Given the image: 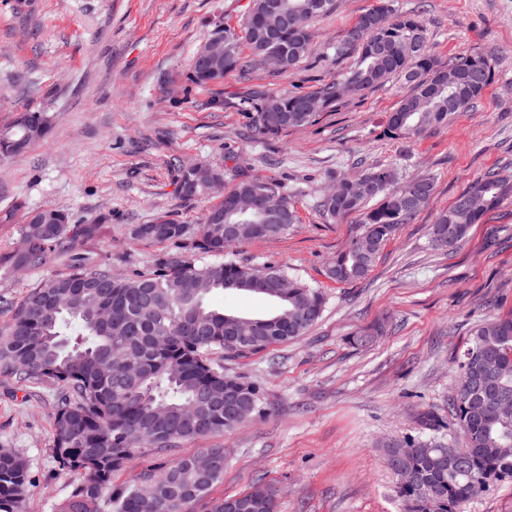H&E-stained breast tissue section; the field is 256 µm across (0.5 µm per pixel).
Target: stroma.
<instances>
[{
	"instance_id": "1",
	"label": "stroma",
	"mask_w": 512,
	"mask_h": 512,
	"mask_svg": "<svg viewBox=\"0 0 512 512\" xmlns=\"http://www.w3.org/2000/svg\"><path fill=\"white\" fill-rule=\"evenodd\" d=\"M375 0H337L314 21L311 48L294 70L225 74L197 85L189 60L208 34L239 27L250 0H0V127L16 108L46 110V141L0 166V211L22 201L54 207L71 223L105 218L87 249L118 275L152 270L173 243L135 239L136 225L166 217L197 234L212 198L183 200V165L221 162L224 183L261 176L279 184L300 221L278 239L237 247V257L287 266L326 296L323 315L304 336L248 358H228L226 372L261 386L265 413L245 427L184 444L188 455L224 447L219 499L262 483L277 512H402L396 478L377 443L415 433V416L448 414L453 359L472 327L512 315V198L473 225L457 247L438 251L428 229L471 182L491 170L512 175V0H398L419 14L440 59L494 53L499 67L484 97L448 124L412 142L384 130L408 93L396 78L335 111L272 139L259 137L244 96L254 85L311 91L348 67L335 47ZM370 164L395 169L399 181L431 176L435 192L415 219L380 251L362 281L325 275L330 260L359 229L357 215L322 217L317 202L341 177ZM63 262L0 272V301H20ZM387 332L358 347L351 334L378 320ZM29 398L0 374V448L25 458L24 512H64L72 473L55 461L51 404L56 385Z\"/></svg>"
}]
</instances>
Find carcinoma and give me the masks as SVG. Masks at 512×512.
<instances>
[{"label": "carcinoma", "instance_id": "carcinoma-1", "mask_svg": "<svg viewBox=\"0 0 512 512\" xmlns=\"http://www.w3.org/2000/svg\"><path fill=\"white\" fill-rule=\"evenodd\" d=\"M251 0L236 31L211 32L205 46L219 43L224 71L248 73L264 67L270 52H288L286 70L299 66L312 39V20L336 9V0ZM251 55L244 57L241 42ZM354 54L353 65L308 92L262 87L246 96L256 109L255 130L264 138L313 122L336 107L341 88L363 94L394 77L411 85L390 113L386 133L412 140L431 127L444 125L483 96L492 82L497 58L464 53L446 62L432 54L428 29L420 17L399 10L396 0H376L336 45V56ZM46 112L24 109L5 131L11 141L33 146L46 137ZM209 175L189 185L181 170L178 193L193 200L212 194L211 181L224 169L208 165ZM429 176L400 185L393 169L367 166L355 179H336L335 191L318 202L321 215L337 221L360 215V232L336 254L327 277L337 284L363 280L379 252L403 225L411 223L434 193ZM275 196L288 215L261 230L254 212L241 217L229 203L250 194ZM475 199L478 210L453 203L431 228L436 249L454 247L472 225L496 211L512 195V181L489 172L461 192ZM32 209L18 202L0 214V224L21 225L17 246L0 251V270L41 267L68 255L77 243L99 238L105 218L93 224H71L65 212H45L43 224L28 222ZM299 222L295 208L279 185L254 176L225 192L204 215L195 239L184 243L183 224L160 219L141 224L134 236L158 243L181 242L162 254L154 270L115 278L112 272L69 255L67 271L57 272L29 289L9 307L0 322V372L33 389L45 382L60 392L52 403L54 458L77 474L74 501L67 512H191L224 478V449L207 448L209 467H195V455L171 460L158 475L143 474L121 487L112 477L142 448L170 452L186 442L239 429L263 413L262 388L224 373L215 355L248 357L306 334L321 318L325 298L288 270L253 264L226 254L232 244L278 238ZM235 225L233 242L224 240V225ZM224 260L205 262L202 256ZM259 295L275 304L273 312L249 316L210 307L218 292ZM252 322L250 340L237 342L225 331L224 318ZM512 401V317L492 318L475 326L468 346L455 360V395L448 418L424 411L421 430L455 428L463 445L457 457L448 444L407 435L381 444L384 459L397 477L396 493L404 512H461L469 500L499 484H512V414L500 411L499 399ZM28 468L18 453L0 449V512H23ZM210 512H277L268 488L215 500Z\"/></svg>", "mask_w": 512, "mask_h": 512}]
</instances>
